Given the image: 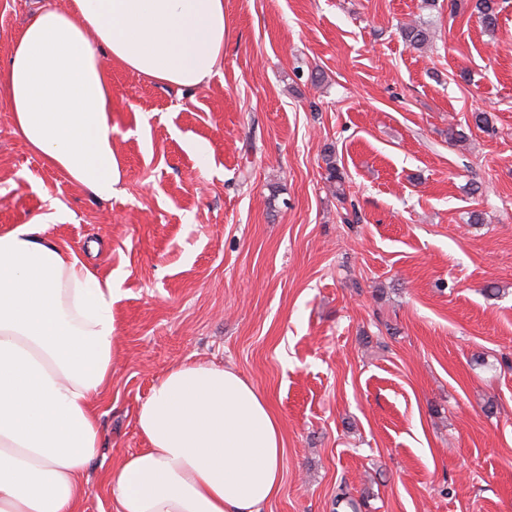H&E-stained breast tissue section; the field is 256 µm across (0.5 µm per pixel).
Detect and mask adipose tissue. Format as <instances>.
Here are the masks:
<instances>
[{"label":"adipose tissue","mask_w":512,"mask_h":512,"mask_svg":"<svg viewBox=\"0 0 512 512\" xmlns=\"http://www.w3.org/2000/svg\"><path fill=\"white\" fill-rule=\"evenodd\" d=\"M224 0H40L0 64L16 133L94 196L118 193L119 66L191 91L224 63ZM47 216L0 232V512H81L100 448L92 402L117 357L111 277L45 242ZM144 448L113 464L115 512H263L279 495L283 425L237 372L183 363L136 414Z\"/></svg>","instance_id":"1"}]
</instances>
